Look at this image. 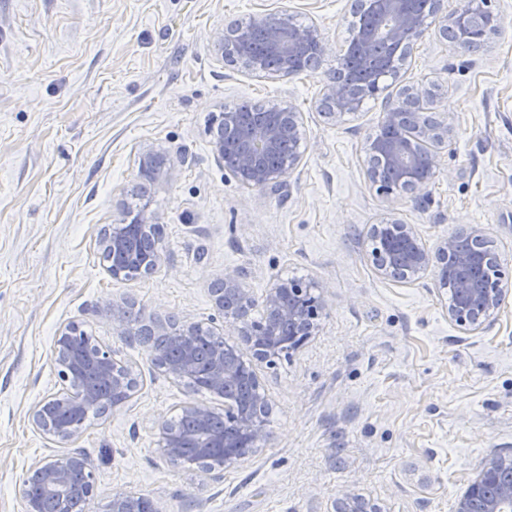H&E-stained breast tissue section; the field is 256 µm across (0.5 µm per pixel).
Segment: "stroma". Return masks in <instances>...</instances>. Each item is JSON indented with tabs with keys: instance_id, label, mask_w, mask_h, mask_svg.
I'll use <instances>...</instances> for the list:
<instances>
[{
	"instance_id": "35a3bbf8",
	"label": "stroma",
	"mask_w": 512,
	"mask_h": 512,
	"mask_svg": "<svg viewBox=\"0 0 512 512\" xmlns=\"http://www.w3.org/2000/svg\"><path fill=\"white\" fill-rule=\"evenodd\" d=\"M351 0H0V512H22L23 479L74 450L96 490L148 495L158 512H333L339 493L382 512H453L490 454L512 455V291L482 330L448 319L433 275L394 281L374 267L369 232L397 218L428 247L480 225L512 273V0H491L500 31L465 51L431 33L398 78L358 112L328 121L319 91L351 37ZM288 11L331 45L291 77L215 60V28ZM429 84L451 144L424 199L380 195L365 144L399 90ZM287 100L302 157L279 190L242 186L216 160L210 127L224 107ZM170 152L173 173L145 196L164 226L149 277L113 280L99 237L141 178L138 156ZM248 273L263 297L279 279L322 286L318 336L255 372L267 436L213 476L168 464L155 426L190 402L223 408L159 370L149 346L112 327L114 308L204 321L211 281ZM74 323L130 365L138 388L87 421L71 445L33 428L31 411L63 383L53 348Z\"/></svg>"
}]
</instances>
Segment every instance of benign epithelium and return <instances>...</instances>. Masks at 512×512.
I'll return each instance as SVG.
<instances>
[{
  "label": "benign epithelium",
  "instance_id": "1",
  "mask_svg": "<svg viewBox=\"0 0 512 512\" xmlns=\"http://www.w3.org/2000/svg\"><path fill=\"white\" fill-rule=\"evenodd\" d=\"M489 0H470L471 10H457L439 15L438 31L446 35L448 27L457 29L469 41L471 18L486 19L488 33L498 31V17L488 7ZM360 13L373 20L354 27L353 46L365 51L378 43L396 47L407 57L427 33L429 17L415 8V0H359ZM330 50L328 40L314 26L297 28L288 11L259 13L245 24L220 27L210 39V51L219 62H231L251 73L293 76L295 62L306 51L314 53L312 64L320 62ZM381 91L380 80L368 83L358 94L342 77L331 79L322 89L320 104L324 116L338 120L358 110L364 98ZM430 96L424 85L406 89L386 112L382 128L385 134L369 138L366 156L370 161L368 176L377 191L385 196H424L439 169V152L434 147L448 145V117L437 119L420 112ZM268 120L249 127L233 107H224L210 133L217 161L224 165L247 188L281 185L301 159L302 139L299 113L285 101H270L262 106ZM140 170L151 180L171 170L168 152L146 145L140 152ZM134 222L149 236L160 239L163 226L156 214L143 207L137 215L124 214L103 230V251L121 253L129 247L128 222ZM484 233L478 225H464L434 249L421 240L413 225L389 221L372 227L371 257L383 275L407 280L427 271L434 272L437 287L451 288L454 302L448 306V320L465 332L482 329L500 310L508 291L503 263L499 254L484 249ZM247 273L238 267H226L214 280V307L221 317L209 322L174 324L154 319L149 328L155 336H173L178 347L174 358L152 348L154 364L177 381L192 387L196 383V348L205 335L217 342L202 389L224 399L219 411L202 404H188L182 413L194 418L199 434L206 439L203 463L186 457L180 427L168 420L158 424V445L165 459L175 467L197 466L210 474L223 470L247 457L266 437L265 415L269 408L254 372V361L274 362L281 355L300 349L318 335L321 321L327 316L324 293L318 286L293 280H278L257 300L245 287ZM262 316L251 317L256 307ZM77 331L71 324L59 328L55 340V357L63 382L70 386L40 403L33 411L34 426L60 443H68L83 433V427L65 418L52 421L50 411L78 414L88 405L102 407L104 413H116L128 400L116 397L130 372L118 364L112 353L98 345L87 353L75 345ZM226 336L239 337L252 352L246 361L239 351L224 341ZM78 471L86 473V497L95 490L93 473L78 453H63L30 468L27 477L41 481V494L23 496V512H47V501L58 503V510L75 491L72 482ZM134 494L113 492L109 512H135ZM512 512V455L491 454L482 459L467 490L457 498L455 512ZM335 512H381L363 498L342 493L336 498Z\"/></svg>",
  "mask_w": 512,
  "mask_h": 512
}]
</instances>
